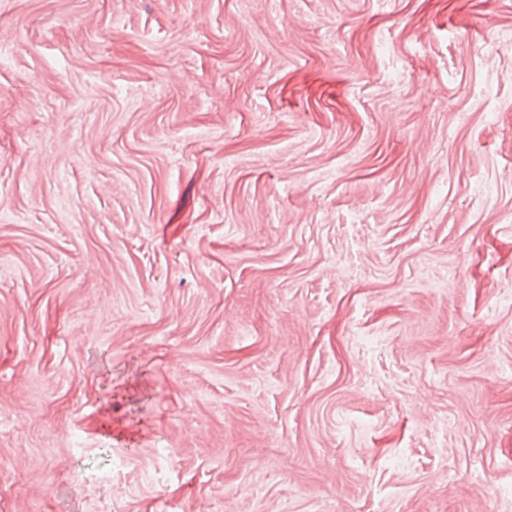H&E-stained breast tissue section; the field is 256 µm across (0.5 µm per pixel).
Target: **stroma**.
<instances>
[{"instance_id":"obj_1","label":"stroma","mask_w":512,"mask_h":512,"mask_svg":"<svg viewBox=\"0 0 512 512\" xmlns=\"http://www.w3.org/2000/svg\"><path fill=\"white\" fill-rule=\"evenodd\" d=\"M0 40V512H512V0Z\"/></svg>"}]
</instances>
